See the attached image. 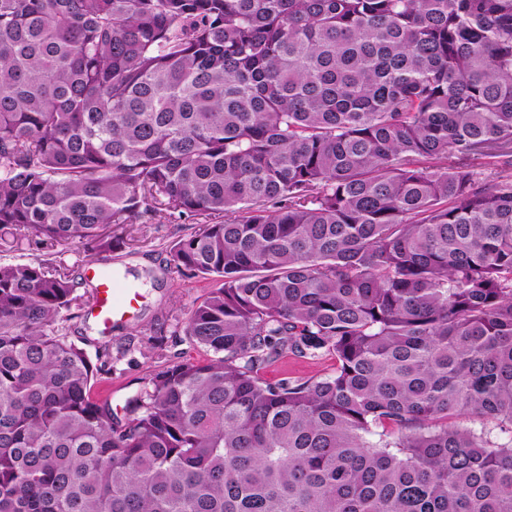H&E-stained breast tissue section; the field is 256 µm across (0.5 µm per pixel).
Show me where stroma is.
Masks as SVG:
<instances>
[{
    "instance_id": "1",
    "label": "stroma",
    "mask_w": 512,
    "mask_h": 512,
    "mask_svg": "<svg viewBox=\"0 0 512 512\" xmlns=\"http://www.w3.org/2000/svg\"><path fill=\"white\" fill-rule=\"evenodd\" d=\"M191 225L131 224L126 228L129 245L109 253L108 264L121 275V285L136 286L139 305L131 317L102 335L93 320L80 318L65 322L64 333L87 352L101 343L112 347V407L122 410L128 398L143 390L158 366L182 358H202L206 352L194 347L187 337L174 335L182 326L196 300L206 292L205 281L178 277L166 270V246L177 235L191 232ZM51 259L56 264L85 275L97 254L90 247L75 244L53 252L33 241L22 240L10 250H0V259ZM168 334L157 337V329ZM331 359L288 356L270 365L264 376L270 380L283 377L317 378L330 372Z\"/></svg>"
}]
</instances>
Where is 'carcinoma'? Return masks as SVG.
Here are the masks:
<instances>
[{
    "label": "carcinoma",
    "instance_id": "1",
    "mask_svg": "<svg viewBox=\"0 0 512 512\" xmlns=\"http://www.w3.org/2000/svg\"><path fill=\"white\" fill-rule=\"evenodd\" d=\"M201 219L128 418L0 263V512H512V0H0V231ZM332 365L333 360L328 357L299 358L287 356L267 367L264 370V376L270 380H277L283 377L318 378L330 372Z\"/></svg>",
    "mask_w": 512,
    "mask_h": 512
}]
</instances>
